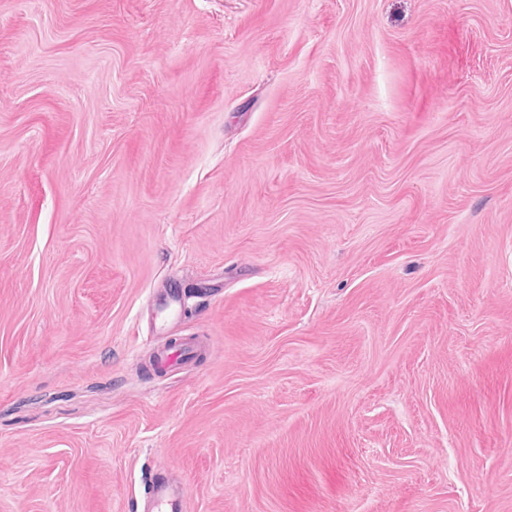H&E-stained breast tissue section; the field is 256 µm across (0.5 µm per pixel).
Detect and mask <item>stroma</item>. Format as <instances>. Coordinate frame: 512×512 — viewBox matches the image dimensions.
<instances>
[{
  "mask_svg": "<svg viewBox=\"0 0 512 512\" xmlns=\"http://www.w3.org/2000/svg\"><path fill=\"white\" fill-rule=\"evenodd\" d=\"M160 469L512 512V0H0V512ZM151 303L156 310V317L167 324L177 320L181 313L182 301L176 286L170 285L169 288L159 295H153L150 298ZM158 355L154 357L157 369H165L174 365H186L195 362L206 348L203 344L184 341L179 346L168 347V342L157 349Z\"/></svg>",
  "mask_w": 512,
  "mask_h": 512,
  "instance_id": "stroma-1",
  "label": "stroma"
}]
</instances>
